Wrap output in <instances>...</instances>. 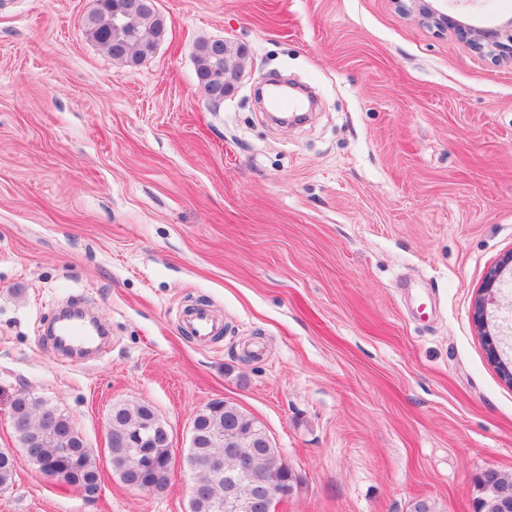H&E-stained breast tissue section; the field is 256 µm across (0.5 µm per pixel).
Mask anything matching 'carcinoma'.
I'll list each match as a JSON object with an SVG mask.
<instances>
[{"label":"carcinoma","instance_id":"1","mask_svg":"<svg viewBox=\"0 0 512 512\" xmlns=\"http://www.w3.org/2000/svg\"><path fill=\"white\" fill-rule=\"evenodd\" d=\"M85 32L113 59L137 64L152 53L161 35L168 33V28L156 10L155 0H147L140 10L124 16L112 11V0H97L96 9L86 20ZM232 55V48L228 45L224 46L223 54L217 56L212 51L211 41L199 42L195 68L197 80L218 74L225 76L227 84H232L237 76V71L229 67ZM152 416V407L146 403L113 407L108 430V451L112 468L121 479H143L150 482L153 488L161 489L166 486L169 478L170 449L165 445L157 446V467L145 473L140 450L126 440L127 430ZM195 419L200 428L201 441L197 447L189 449L186 464L189 471L198 478L203 491L191 502L190 512H225L228 484L224 477L212 473L210 458L224 455V448L230 440L234 441L237 448H249L261 440L266 432L250 414L226 400L208 403L196 413ZM11 423L20 447L36 449L30 460L39 470H44L50 464L69 475L73 482L100 477L91 451L61 453L63 448L77 447L76 438L71 433L72 420L63 410L24 392L11 405ZM261 468L268 477L275 476L292 484L297 482L280 451L274 447L263 449ZM13 474V456L1 450V489L10 485Z\"/></svg>","mask_w":512,"mask_h":512}]
</instances>
